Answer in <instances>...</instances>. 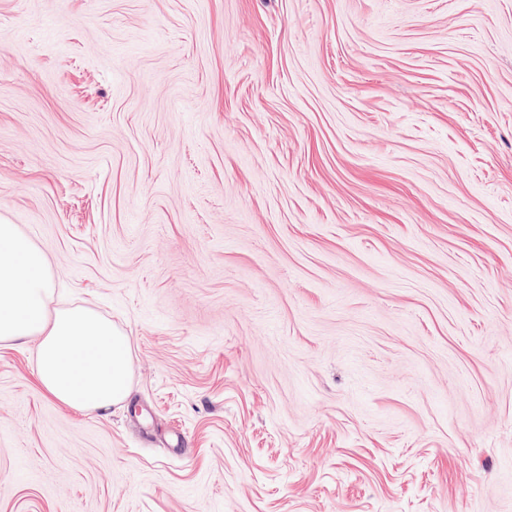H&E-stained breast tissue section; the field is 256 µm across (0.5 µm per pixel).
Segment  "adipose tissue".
<instances>
[{"mask_svg":"<svg viewBox=\"0 0 512 512\" xmlns=\"http://www.w3.org/2000/svg\"><path fill=\"white\" fill-rule=\"evenodd\" d=\"M54 290L45 254L0 220V343L38 337L46 392L75 410L107 411L128 392L127 339L91 308H53Z\"/></svg>","mask_w":512,"mask_h":512,"instance_id":"obj_1","label":"adipose tissue"}]
</instances>
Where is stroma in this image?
I'll list each match as a JSON object with an SVG mask.
<instances>
[{"mask_svg": "<svg viewBox=\"0 0 512 512\" xmlns=\"http://www.w3.org/2000/svg\"><path fill=\"white\" fill-rule=\"evenodd\" d=\"M0 219L130 353L0 512H512V0H0Z\"/></svg>", "mask_w": 512, "mask_h": 512, "instance_id": "stroma-1", "label": "stroma"}]
</instances>
